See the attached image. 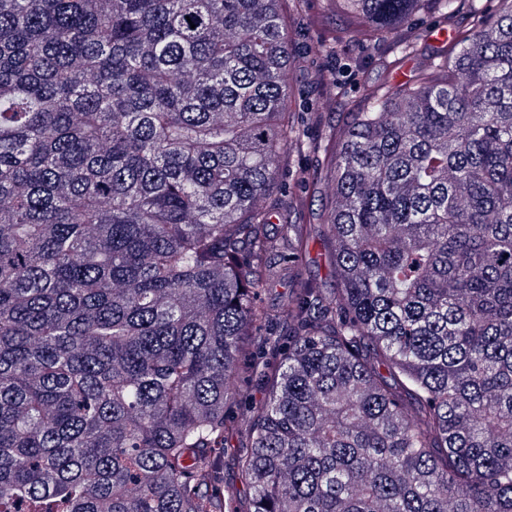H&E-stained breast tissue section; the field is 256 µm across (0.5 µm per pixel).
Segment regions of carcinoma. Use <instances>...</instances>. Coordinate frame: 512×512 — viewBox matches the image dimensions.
<instances>
[{"instance_id":"obj_1","label":"carcinoma","mask_w":512,"mask_h":512,"mask_svg":"<svg viewBox=\"0 0 512 512\" xmlns=\"http://www.w3.org/2000/svg\"><path fill=\"white\" fill-rule=\"evenodd\" d=\"M304 3L0 0V512H240L246 336L247 512H512V0H321L355 27L318 56L386 62L358 99L319 74L346 122L316 141ZM430 7L468 27L425 53ZM330 142L321 222L275 223ZM292 65V81L296 96L292 100L293 112H316L317 122L309 126L308 136L316 137L325 127L339 126L344 113L335 102L327 99L316 83L318 71H334L336 61L331 58L315 59L311 54L313 44L310 36L305 35L298 41ZM314 61V63H312ZM297 167H306L318 170L319 173L322 168L321 160L303 152L301 149H293L289 154L288 171H284L286 174L288 172V187L290 190L302 192L313 205L312 208L314 209V212H317V209L320 208V204L322 203V199L324 200L327 195V185L323 180H320L318 174L317 180L310 182L306 186H297L292 180V171ZM308 252L306 275L321 282L324 288H335L332 269L325 259V251L320 241H312ZM239 390L238 401L227 410V416L233 419L235 431L224 442V453L220 457V465L224 474V484H235L240 497L246 506L249 501V491L245 490L237 469V458L245 441L242 432L250 426V407L260 404L266 397L264 381L256 375L242 374L236 381Z\"/></svg>"}]
</instances>
